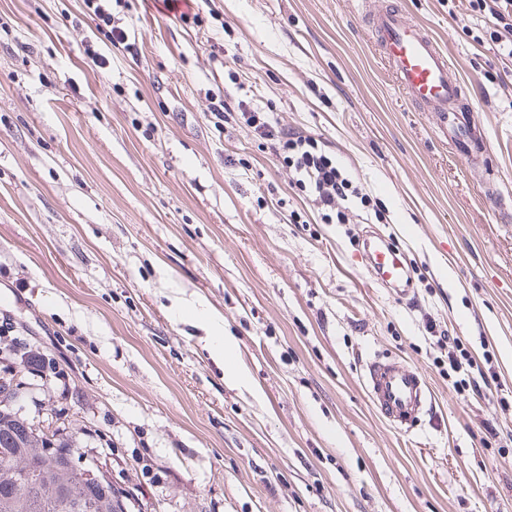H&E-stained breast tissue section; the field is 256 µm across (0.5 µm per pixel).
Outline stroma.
<instances>
[{
  "label": "stroma",
  "mask_w": 512,
  "mask_h": 512,
  "mask_svg": "<svg viewBox=\"0 0 512 512\" xmlns=\"http://www.w3.org/2000/svg\"><path fill=\"white\" fill-rule=\"evenodd\" d=\"M392 2L205 0L196 26L118 0L127 51L81 0H0V373L130 512H512V411L447 375L455 337L512 400V223L481 189L512 193V63L468 0H401L470 82L490 139L470 168L368 36ZM217 96L320 139L375 216L322 223ZM370 233L408 256V295L357 260ZM375 353L423 372L430 422L379 415Z\"/></svg>",
  "instance_id": "stroma-1"
}]
</instances>
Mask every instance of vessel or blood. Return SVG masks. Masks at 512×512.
Returning <instances> with one entry per match:
<instances>
[{
  "label": "vessel or blood",
  "mask_w": 512,
  "mask_h": 512,
  "mask_svg": "<svg viewBox=\"0 0 512 512\" xmlns=\"http://www.w3.org/2000/svg\"><path fill=\"white\" fill-rule=\"evenodd\" d=\"M368 32L407 101L420 111L442 115L454 151L477 160L486 149L485 138L472 120L467 82L453 70L439 40L397 5L371 14ZM364 241L360 260L377 284L397 289L408 283L411 267L405 254L393 250L378 235L365 236ZM363 382L376 410L395 429L412 431L432 410V395L422 371L396 359H370L363 368Z\"/></svg>",
  "instance_id": "vessel-or-blood-1"
}]
</instances>
